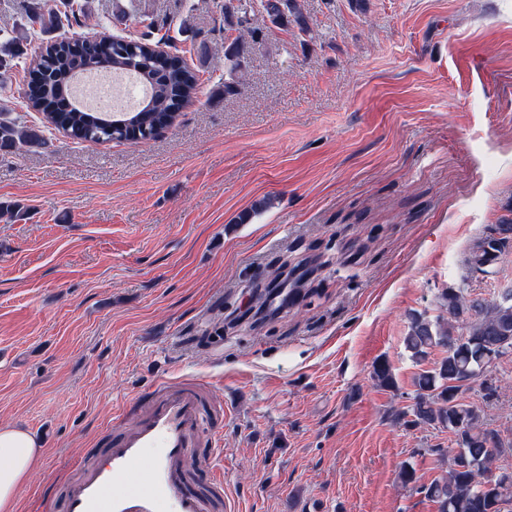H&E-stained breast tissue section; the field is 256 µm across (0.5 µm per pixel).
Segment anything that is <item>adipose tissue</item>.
Segmentation results:
<instances>
[{
	"label": "adipose tissue",
	"instance_id": "obj_1",
	"mask_svg": "<svg viewBox=\"0 0 512 512\" xmlns=\"http://www.w3.org/2000/svg\"><path fill=\"white\" fill-rule=\"evenodd\" d=\"M39 449L26 431L0 427V512H17L18 487L36 468Z\"/></svg>",
	"mask_w": 512,
	"mask_h": 512
}]
</instances>
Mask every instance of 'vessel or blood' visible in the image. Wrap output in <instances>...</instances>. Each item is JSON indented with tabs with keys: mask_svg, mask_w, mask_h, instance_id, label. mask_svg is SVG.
I'll return each instance as SVG.
<instances>
[{
	"mask_svg": "<svg viewBox=\"0 0 512 512\" xmlns=\"http://www.w3.org/2000/svg\"><path fill=\"white\" fill-rule=\"evenodd\" d=\"M159 386L131 426L123 424L125 408L114 412L122 430L100 459L68 480L65 512H213V499L189 490L184 475L192 449L221 452L201 382L165 378Z\"/></svg>",
	"mask_w": 512,
	"mask_h": 512,
	"instance_id": "vessel-or-blood-1",
	"label": "vessel or blood"
}]
</instances>
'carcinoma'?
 <instances>
[{
	"instance_id": "carcinoma-1",
	"label": "carcinoma",
	"mask_w": 512,
	"mask_h": 512,
	"mask_svg": "<svg viewBox=\"0 0 512 512\" xmlns=\"http://www.w3.org/2000/svg\"><path fill=\"white\" fill-rule=\"evenodd\" d=\"M253 0H224L221 9L224 22L238 31L225 47L228 79L224 93L236 89V76L241 73L248 40H256L250 26ZM276 27L294 25L299 32L308 31L307 22L296 0H260L258 6ZM84 6L76 0H65L63 8L37 6L30 10L29 24L51 33L65 27L82 25ZM147 31L135 39L112 37V45L92 42L89 50L77 56L70 39L57 37L44 45L31 59L27 74L35 76L33 86L25 92L28 107L43 115L42 127L28 126L16 119H0V149L18 144L39 146L44 143L43 128L52 127L77 141L96 143L148 140L171 125L179 112L191 105L200 86L199 71L190 67L179 55L161 53L158 44L170 42V30L146 25ZM109 63L112 70L135 75L150 89L142 109L125 113L118 119L105 112L94 115L80 109L56 112L54 107L63 90L71 84L78 70H88ZM26 208L16 201H0V217L17 220ZM512 241V224H500L495 234L477 242L467 259L479 272L491 265ZM443 314L430 321L420 315L412 318L404 345L415 360L425 359L436 347L445 355L430 370L415 377L414 403L399 409L394 420L408 427L434 426L455 435L457 450L448 456L442 448L430 452L448 467L440 477L423 487L426 497L435 502L438 512H502L512 503L505 496V486L512 487V476L488 475L486 462L489 449L503 447L499 431L488 427L481 410L459 400L464 383L478 378L489 363L512 351V291L499 299L485 301L469 298L461 289H448L438 297ZM372 379L377 386L394 390L396 380L388 361L375 362Z\"/></svg>"
}]
</instances>
